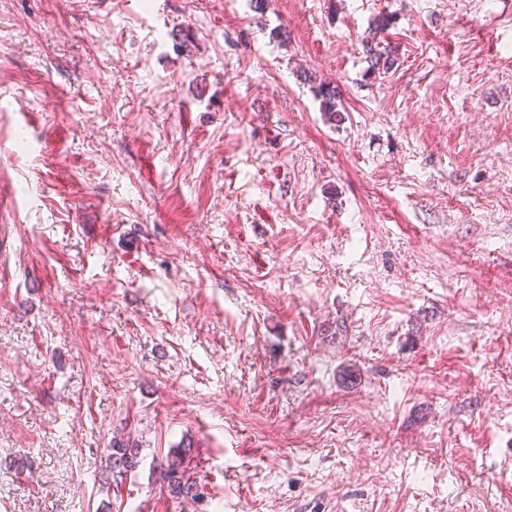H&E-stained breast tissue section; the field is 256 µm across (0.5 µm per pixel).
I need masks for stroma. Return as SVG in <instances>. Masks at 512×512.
<instances>
[{
  "label": "stroma",
  "instance_id": "obj_1",
  "mask_svg": "<svg viewBox=\"0 0 512 512\" xmlns=\"http://www.w3.org/2000/svg\"><path fill=\"white\" fill-rule=\"evenodd\" d=\"M1 224L0 512H512V0H0ZM365 59L368 67L364 76L368 79L381 77L395 71L399 65L398 57L394 51L388 47L380 46V42H364ZM299 77L303 80V83L312 85L311 88L314 91V96L320 103V111L323 112L324 117L331 125H336V122H340L344 112L341 97L336 89V86L326 82L316 83V78L311 73L303 71ZM137 456L133 448L122 442L116 440L112 443L109 454L110 469H112V476H123L124 474L132 471L137 466ZM182 453H176L167 456L159 465V473L163 482H166L168 491L176 497L184 498H201V490L199 486L190 481L185 476L186 467L184 466L186 459V448H183Z\"/></svg>",
  "mask_w": 512,
  "mask_h": 512
}]
</instances>
